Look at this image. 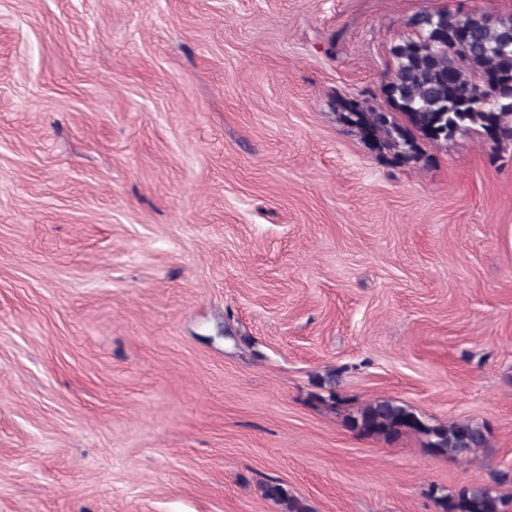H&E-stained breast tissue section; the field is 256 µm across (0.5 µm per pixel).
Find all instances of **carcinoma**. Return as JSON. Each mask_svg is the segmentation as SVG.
Listing matches in <instances>:
<instances>
[{
  "label": "carcinoma",
  "instance_id": "obj_1",
  "mask_svg": "<svg viewBox=\"0 0 512 512\" xmlns=\"http://www.w3.org/2000/svg\"><path fill=\"white\" fill-rule=\"evenodd\" d=\"M411 36L390 48L391 80L382 88L388 108L355 98L339 100L340 120L372 147L399 162L420 157V142L440 144L465 128L479 130L500 147L512 143V15H459L424 11L412 18ZM361 436L425 439L433 455L465 460L488 444L486 427L469 420L448 425L389 399L376 400L346 420ZM494 484L463 487L435 498L439 512H504L506 501ZM265 495L286 512H306L280 484Z\"/></svg>",
  "mask_w": 512,
  "mask_h": 512
}]
</instances>
